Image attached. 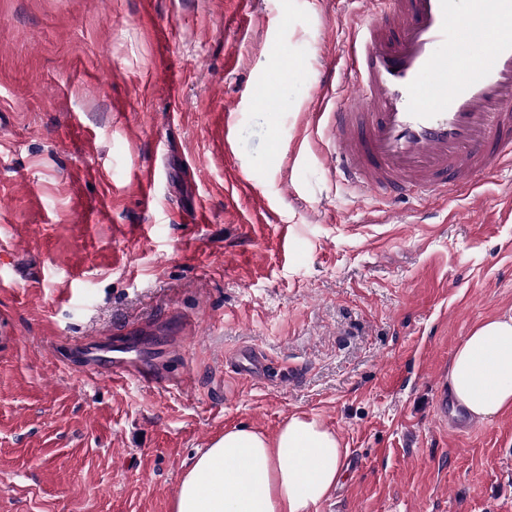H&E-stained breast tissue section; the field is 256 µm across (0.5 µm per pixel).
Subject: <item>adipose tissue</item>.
<instances>
[{
	"label": "adipose tissue",
	"mask_w": 512,
	"mask_h": 512,
	"mask_svg": "<svg viewBox=\"0 0 512 512\" xmlns=\"http://www.w3.org/2000/svg\"><path fill=\"white\" fill-rule=\"evenodd\" d=\"M448 389L470 418L512 411V310L476 324L456 348ZM339 437L293 414L275 436L233 428L201 451L181 481L173 512H315L342 477Z\"/></svg>",
	"instance_id": "ef3b65f1"
}]
</instances>
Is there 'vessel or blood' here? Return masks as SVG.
<instances>
[{
  "label": "vessel or blood",
  "mask_w": 512,
  "mask_h": 512,
  "mask_svg": "<svg viewBox=\"0 0 512 512\" xmlns=\"http://www.w3.org/2000/svg\"><path fill=\"white\" fill-rule=\"evenodd\" d=\"M370 14L344 50L355 93L331 116L336 175L381 198L423 207L512 164V0H362ZM245 379L265 374L251 348L230 358ZM113 381L159 383L156 372L113 358Z\"/></svg>",
  "instance_id": "vessel-or-blood-1"
}]
</instances>
